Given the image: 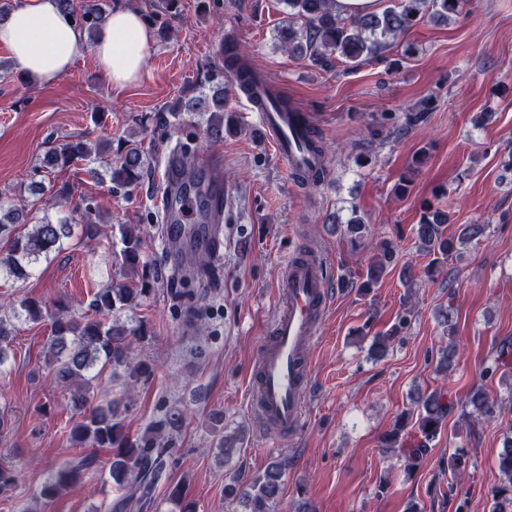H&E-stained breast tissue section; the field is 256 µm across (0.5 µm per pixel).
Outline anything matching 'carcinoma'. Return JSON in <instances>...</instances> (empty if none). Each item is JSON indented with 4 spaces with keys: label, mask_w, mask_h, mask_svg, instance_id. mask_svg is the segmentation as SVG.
Masks as SVG:
<instances>
[{
    "label": "carcinoma",
    "mask_w": 512,
    "mask_h": 512,
    "mask_svg": "<svg viewBox=\"0 0 512 512\" xmlns=\"http://www.w3.org/2000/svg\"><path fill=\"white\" fill-rule=\"evenodd\" d=\"M60 2L67 13L79 12L81 25L91 37L107 17L97 0H82L78 7L74 6L73 0ZM283 2L289 9L290 17L302 20L299 27L288 22V52L315 63H325L334 55L350 69L384 56L390 47L389 39L407 33L426 17L441 23L457 19L464 5V0H396L369 14L342 16L336 13L334 0ZM225 63L238 71L242 81L252 86L258 83L259 77L254 74L243 53L234 52L225 58ZM265 96L273 102L277 111H293L294 105L286 94L268 86ZM192 110L210 113L208 136L216 141L224 138V89L217 90L209 99L198 98L192 104ZM94 155L98 156L100 152L81 140L59 145L52 143L44 153V164L48 168H66L76 161H89ZM147 166L148 160L143 150L134 142L128 144L118 164L111 168L114 187L125 189L137 185ZM20 218L16 209L0 210V237L11 240L7 252L0 253V275L16 281L28 279L33 264L39 258H49L52 252L61 248L63 240L74 235L72 225L45 217L33 225L30 232L14 239L12 233ZM450 222V211L426 203L422 207L419 223L413 227L421 247L436 255L426 270L429 276L444 260L455 255L462 244L484 235L483 224H462L456 233L450 234ZM340 231L350 244L357 246L367 239L369 225L353 211L340 226ZM118 232L122 244L119 252L121 265L132 271L144 266V237L139 225L120 224ZM395 258V246L389 241L380 242L376 255L367 266L361 287L377 286ZM146 292L143 282L118 287L110 285L94 294L90 302L92 313L75 318L68 314L67 307L62 306L52 316L48 361L52 365L54 381L69 392L75 407L86 405L87 395L107 369L126 367L132 389L141 380L152 378L154 370L150 365L130 360L132 342L143 338L145 331L102 320L104 316L137 304ZM20 308L21 312L12 314V317L17 319L23 315L31 322L42 320V308L36 301L26 299L20 303ZM410 324V314L399 316L390 333L373 338L370 355L375 359L384 358L388 351L387 342L407 330ZM456 409L468 416L491 417L495 413V403L481 390L471 391L465 399L455 404L446 401L442 393L432 391L418 398L410 410L400 415L394 428L383 437L382 447H399L401 433L409 418L416 417L419 439L405 451L406 469L412 472L430 444L441 434L448 416ZM186 420L184 409L177 405L167 406L148 423L139 437L131 439L125 432L118 405L110 401L89 410L83 421L71 429L70 439L75 446L112 450L108 481L112 483L115 496L105 505L106 512H150L154 506L155 490L174 462V451ZM88 465V460L83 459L60 466L40 487V496H60L83 480L84 468ZM498 469L502 480L492 492L490 512H512V434L505 436L504 449L498 457ZM286 470V462L274 460L249 484L242 487L234 481L225 485V497L243 503L246 512H275Z\"/></svg>",
    "instance_id": "carcinoma-1"
}]
</instances>
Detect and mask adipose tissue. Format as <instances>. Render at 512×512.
Returning <instances> with one entry per match:
<instances>
[{"label": "adipose tissue", "mask_w": 512, "mask_h": 512, "mask_svg": "<svg viewBox=\"0 0 512 512\" xmlns=\"http://www.w3.org/2000/svg\"><path fill=\"white\" fill-rule=\"evenodd\" d=\"M151 41L147 21L139 12L125 8L112 11L91 41L59 0H19L11 15L0 22V45L9 48L28 75L42 82L64 75L89 51L108 82L124 87L140 75Z\"/></svg>", "instance_id": "ef3b65f1"}]
</instances>
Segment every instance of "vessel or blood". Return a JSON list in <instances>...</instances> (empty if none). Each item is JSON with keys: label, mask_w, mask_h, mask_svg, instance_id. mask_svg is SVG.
Here are the masks:
<instances>
[{"label": "vessel or blood", "mask_w": 512, "mask_h": 512, "mask_svg": "<svg viewBox=\"0 0 512 512\" xmlns=\"http://www.w3.org/2000/svg\"><path fill=\"white\" fill-rule=\"evenodd\" d=\"M250 112L261 123V132L290 173L316 165L308 150L305 113L266 111L256 96L246 98ZM208 183L206 201H199L179 151L168 154L165 183L156 200L164 223L178 237H190L202 252L217 256L224 248L219 226L224 221L222 162L211 153L196 155ZM328 268L317 252L291 255L282 264L284 290L277 312L262 339L251 376L249 407L271 434L296 432L305 412L310 388V351L329 308Z\"/></svg>", "instance_id": "obj_1"}]
</instances>
